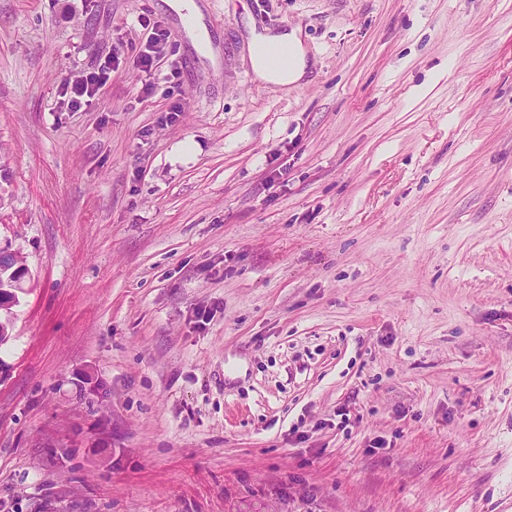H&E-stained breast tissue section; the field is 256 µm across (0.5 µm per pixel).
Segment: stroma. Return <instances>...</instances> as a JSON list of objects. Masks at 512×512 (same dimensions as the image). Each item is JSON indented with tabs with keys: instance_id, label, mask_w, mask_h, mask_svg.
Instances as JSON below:
<instances>
[{
	"instance_id": "35a3bbf8",
	"label": "stroma",
	"mask_w": 512,
	"mask_h": 512,
	"mask_svg": "<svg viewBox=\"0 0 512 512\" xmlns=\"http://www.w3.org/2000/svg\"><path fill=\"white\" fill-rule=\"evenodd\" d=\"M195 3L0 0V512H512V0ZM150 31L151 33L148 35L145 44V50L140 56V65L146 78L141 88L144 93L148 92L151 86L150 78L152 77V72L156 69L158 62L165 57L164 45L167 39V31L162 29L158 23H153ZM272 56H280L284 62L276 65ZM251 63L259 80L283 88L300 81L308 64L303 41L295 30L259 36ZM115 64L118 66V59L112 56L108 61L101 66L98 71L86 72L75 78H70L66 83V89H70L71 100L69 105L77 108L81 104V99L84 97H92L100 85H102L107 78L108 70L114 69ZM2 263H13L16 265L17 281L15 284V290L10 295H1V302H5L4 305L18 302V295L16 292L22 291L24 283L30 279V268L27 263L26 257L22 255L18 250H11L8 245L2 246L0 242V265Z\"/></svg>"
}]
</instances>
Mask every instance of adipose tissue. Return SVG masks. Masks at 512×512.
<instances>
[{
    "mask_svg": "<svg viewBox=\"0 0 512 512\" xmlns=\"http://www.w3.org/2000/svg\"><path fill=\"white\" fill-rule=\"evenodd\" d=\"M256 77L266 83L288 87L300 81L306 71L307 57L297 31L259 36L251 57Z\"/></svg>",
    "mask_w": 512,
    "mask_h": 512,
    "instance_id": "obj_1",
    "label": "adipose tissue"
}]
</instances>
